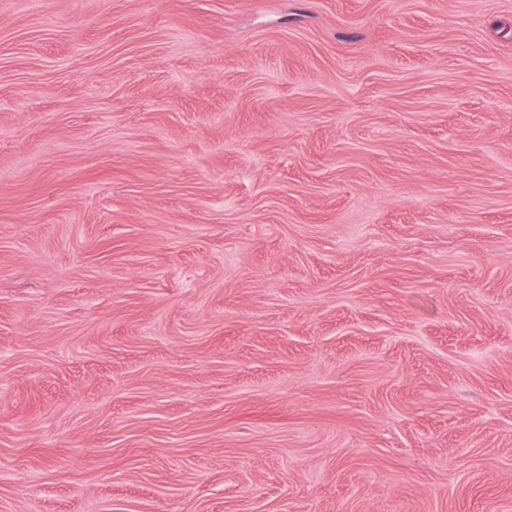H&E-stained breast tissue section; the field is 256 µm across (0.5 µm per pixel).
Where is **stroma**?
Returning a JSON list of instances; mask_svg holds the SVG:
<instances>
[{
  "label": "stroma",
  "instance_id": "1",
  "mask_svg": "<svg viewBox=\"0 0 512 512\" xmlns=\"http://www.w3.org/2000/svg\"><path fill=\"white\" fill-rule=\"evenodd\" d=\"M0 512H512V0H0Z\"/></svg>",
  "mask_w": 512,
  "mask_h": 512
}]
</instances>
